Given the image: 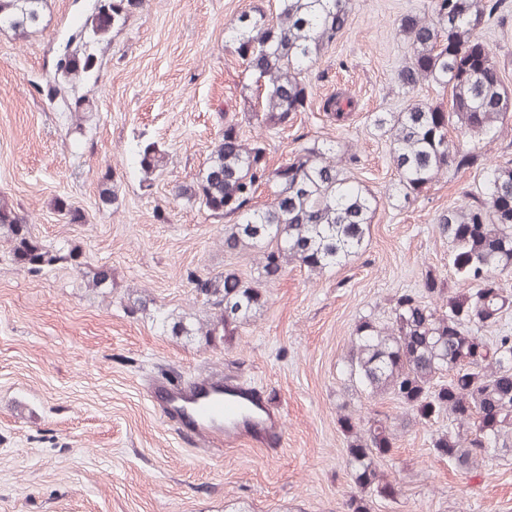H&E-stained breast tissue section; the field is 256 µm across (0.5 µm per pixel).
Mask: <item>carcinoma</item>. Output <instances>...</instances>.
<instances>
[{"instance_id": "1", "label": "carcinoma", "mask_w": 512, "mask_h": 512, "mask_svg": "<svg viewBox=\"0 0 512 512\" xmlns=\"http://www.w3.org/2000/svg\"><path fill=\"white\" fill-rule=\"evenodd\" d=\"M276 14L245 12L228 28L234 51L251 74L250 112L260 127L284 130L309 109L313 66L346 30L350 0H277ZM146 0H96L91 17L79 25L46 80L53 100L76 89L96 67L93 49L110 44L113 34L142 9ZM48 0H0V28L20 38L39 28ZM512 15L505 0H430L429 9L410 11L397 32L412 47L396 82L408 93L427 82L450 90L448 105L413 103L400 112H374L370 125L389 142L396 179L391 195L407 203L454 169L479 166L471 145L512 119V91L492 49L483 56L485 77L464 69L460 50L482 43L477 24L504 25ZM253 44L251 52L245 46ZM456 132V137L449 136ZM224 137L215 142L204 168L189 182L172 187L175 199L196 205L211 219L226 221L224 252L260 256L258 278L278 279L291 264L312 277L343 267L366 248L379 200L348 175L356 162L336 154L331 142L301 143L288 159L273 164L265 141L247 139L234 115L224 118ZM166 151L145 134L136 136L130 162L139 185L152 190L162 176ZM480 191L448 206L435 218L448 239V266L458 290L426 272L422 288L390 299L389 320L367 314L355 326L344 356V372L360 393L388 396L402 408L399 417L378 414L355 421L339 418L347 443L346 467L362 492L390 497L395 484L379 468L397 435L448 417V428L431 435L436 457L462 470L489 462L512 447V384L501 377L512 370V332L501 329L512 312V159L483 167ZM271 200L259 201L262 190ZM55 208L69 223L82 224V210L64 198ZM0 235L15 261L33 272L59 262L80 267L74 250H53L33 236L28 219L0 198ZM202 280V303L209 319L193 326L173 322L174 335L202 334L225 340L236 336L264 306L259 283L235 272L188 276ZM112 284L100 270L87 279L93 293ZM496 331L493 336L490 331Z\"/></svg>"}]
</instances>
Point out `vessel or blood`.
Masks as SVG:
<instances>
[{"label":"vessel or blood","mask_w":512,"mask_h":512,"mask_svg":"<svg viewBox=\"0 0 512 512\" xmlns=\"http://www.w3.org/2000/svg\"><path fill=\"white\" fill-rule=\"evenodd\" d=\"M151 399L163 418L187 437L270 449L284 444L280 412L264 392L252 386L208 374L187 383L155 384Z\"/></svg>","instance_id":"vessel-or-blood-1"}]
</instances>
